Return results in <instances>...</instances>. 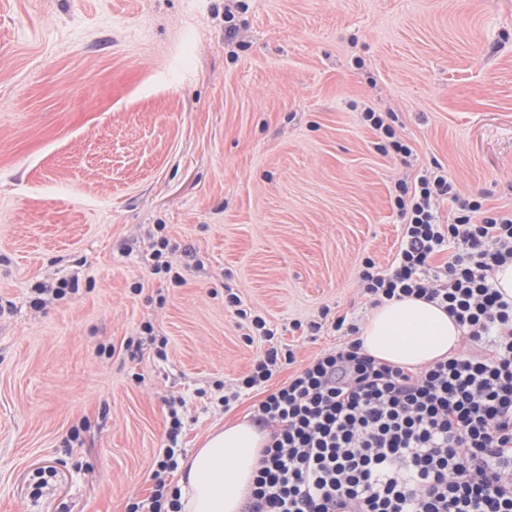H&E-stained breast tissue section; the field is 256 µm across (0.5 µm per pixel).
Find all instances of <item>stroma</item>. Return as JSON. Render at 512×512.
Wrapping results in <instances>:
<instances>
[{
  "label": "stroma",
  "mask_w": 512,
  "mask_h": 512,
  "mask_svg": "<svg viewBox=\"0 0 512 512\" xmlns=\"http://www.w3.org/2000/svg\"><path fill=\"white\" fill-rule=\"evenodd\" d=\"M433 164L512 209V0H0V512H127L169 401L183 459L248 417L257 393L214 389L264 349L241 311L295 353L269 393L343 344L362 260L399 246L396 182ZM159 224L183 286L152 273ZM146 321L165 357L128 347ZM361 115L362 120L379 134L381 143L377 144V149L382 154H395L402 157L403 163H410L407 158L412 155V150L396 136L393 126L386 122V118L388 119L389 116L393 118L392 113L388 112L384 117L382 112H376L373 108L366 107ZM74 288L69 287L67 281H57L56 283H42L34 288V291L38 295L33 300V305L36 308H45L48 304L53 301L63 299L68 291H72Z\"/></svg>",
  "instance_id": "obj_1"
}]
</instances>
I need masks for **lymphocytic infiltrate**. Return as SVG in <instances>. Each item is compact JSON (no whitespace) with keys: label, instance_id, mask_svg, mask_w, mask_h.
Returning <instances> with one entry per match:
<instances>
[{"label":"lymphocytic infiltrate","instance_id":"1","mask_svg":"<svg viewBox=\"0 0 512 512\" xmlns=\"http://www.w3.org/2000/svg\"><path fill=\"white\" fill-rule=\"evenodd\" d=\"M442 200L452 204L447 223ZM394 206L404 226L399 250L387 270L364 260L365 293L375 306L405 296L438 302L474 347L412 372L376 362L358 326L337 318L350 341L253 406L267 443L244 512H512V301L492 280L495 267L512 263V213L459 197L439 165L414 183L398 181ZM448 248L456 254L444 279L428 278L430 261ZM251 324L269 345L222 403L295 361L292 349L273 344L264 318ZM169 418L150 501L128 512H177L165 479L178 466L177 407Z\"/></svg>","mask_w":512,"mask_h":512}]
</instances>
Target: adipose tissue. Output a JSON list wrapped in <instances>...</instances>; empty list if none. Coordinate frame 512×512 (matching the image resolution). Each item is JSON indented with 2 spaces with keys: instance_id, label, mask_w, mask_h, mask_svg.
Here are the masks:
<instances>
[{
  "instance_id": "obj_1",
  "label": "adipose tissue",
  "mask_w": 512,
  "mask_h": 512,
  "mask_svg": "<svg viewBox=\"0 0 512 512\" xmlns=\"http://www.w3.org/2000/svg\"><path fill=\"white\" fill-rule=\"evenodd\" d=\"M359 338L376 360L419 371L459 353L461 329L435 303L409 297L373 307ZM266 435L247 420L205 436L175 473L180 512H240Z\"/></svg>"
}]
</instances>
